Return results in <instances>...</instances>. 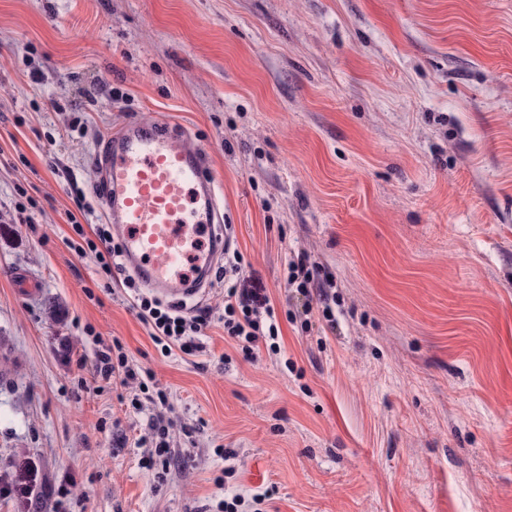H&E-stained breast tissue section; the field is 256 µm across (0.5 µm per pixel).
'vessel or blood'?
<instances>
[{
	"mask_svg": "<svg viewBox=\"0 0 512 512\" xmlns=\"http://www.w3.org/2000/svg\"><path fill=\"white\" fill-rule=\"evenodd\" d=\"M95 162L103 213L121 237L127 270L174 301L209 287L224 208L196 139L161 123L129 122L107 133Z\"/></svg>",
	"mask_w": 512,
	"mask_h": 512,
	"instance_id": "b4317fda",
	"label": "vessel or blood"
}]
</instances>
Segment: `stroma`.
<instances>
[{"instance_id":"obj_1","label":"stroma","mask_w":512,"mask_h":512,"mask_svg":"<svg viewBox=\"0 0 512 512\" xmlns=\"http://www.w3.org/2000/svg\"><path fill=\"white\" fill-rule=\"evenodd\" d=\"M160 118L202 146L280 354L225 341L218 276L183 307L212 309L207 354L165 353L88 250L103 132ZM301 255L334 322L284 286ZM115 339L191 455L165 477L134 390L93 373ZM268 489L269 512H512V0H0V512Z\"/></svg>"}]
</instances>
